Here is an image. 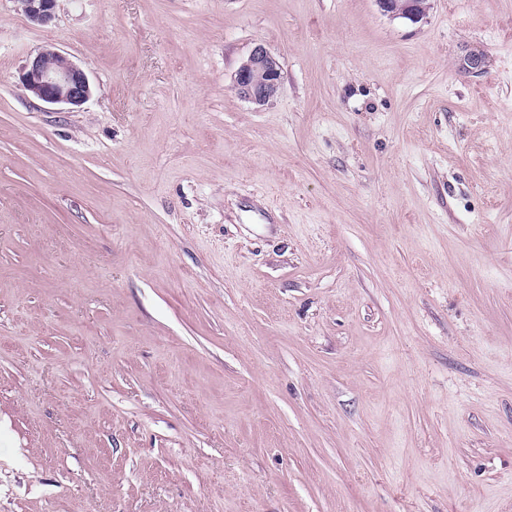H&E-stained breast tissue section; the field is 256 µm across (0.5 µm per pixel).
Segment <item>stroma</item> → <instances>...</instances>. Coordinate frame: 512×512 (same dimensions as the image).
Here are the masks:
<instances>
[{
	"mask_svg": "<svg viewBox=\"0 0 512 512\" xmlns=\"http://www.w3.org/2000/svg\"><path fill=\"white\" fill-rule=\"evenodd\" d=\"M0 421V512H512V0H0ZM25 15L29 21L47 26L55 19L57 0H23ZM379 10L391 17L418 23L430 9V0H376ZM235 89L244 99L263 107L279 94L282 66L264 45H256L232 75ZM21 87L51 105L74 109L92 96V84L86 72L68 57L53 49H42L23 66Z\"/></svg>",
	"mask_w": 512,
	"mask_h": 512,
	"instance_id": "stroma-1",
	"label": "stroma"
}]
</instances>
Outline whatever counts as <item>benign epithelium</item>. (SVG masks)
Returning a JSON list of instances; mask_svg holds the SVG:
<instances>
[{
  "label": "benign epithelium",
  "instance_id": "1",
  "mask_svg": "<svg viewBox=\"0 0 512 512\" xmlns=\"http://www.w3.org/2000/svg\"><path fill=\"white\" fill-rule=\"evenodd\" d=\"M29 21L47 26L55 19L57 0H23ZM379 10L388 16L418 23L430 9V0H376ZM19 81L21 87L39 100L71 109L83 105L92 96V84L86 72L68 57L53 49H43L28 58ZM235 89L244 99L263 107L279 94L282 66L264 45H256L232 75Z\"/></svg>",
  "mask_w": 512,
  "mask_h": 512
}]
</instances>
